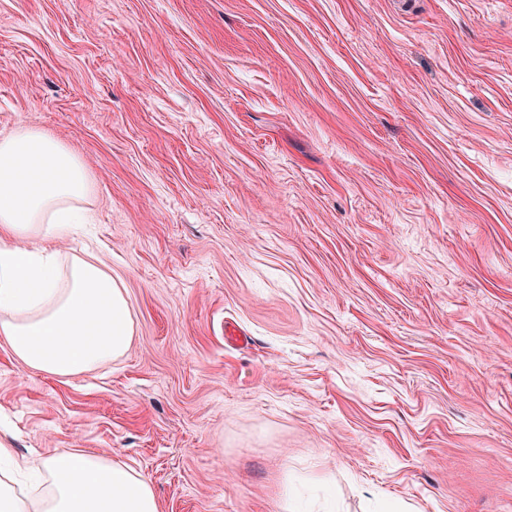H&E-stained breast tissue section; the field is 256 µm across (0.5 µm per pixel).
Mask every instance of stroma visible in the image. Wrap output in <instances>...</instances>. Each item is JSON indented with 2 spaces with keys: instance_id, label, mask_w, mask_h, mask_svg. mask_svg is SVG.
<instances>
[{
  "instance_id": "1",
  "label": "stroma",
  "mask_w": 512,
  "mask_h": 512,
  "mask_svg": "<svg viewBox=\"0 0 512 512\" xmlns=\"http://www.w3.org/2000/svg\"><path fill=\"white\" fill-rule=\"evenodd\" d=\"M17 125L92 172L62 248L136 329L69 379L0 344L18 455L162 512H512V0H0Z\"/></svg>"
}]
</instances>
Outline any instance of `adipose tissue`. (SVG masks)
Here are the masks:
<instances>
[{"label":"adipose tissue","instance_id":"adipose-tissue-1","mask_svg":"<svg viewBox=\"0 0 512 512\" xmlns=\"http://www.w3.org/2000/svg\"><path fill=\"white\" fill-rule=\"evenodd\" d=\"M92 177L45 131L0 135V341L25 367L60 379L122 358L134 319L127 290L92 247L67 255L90 223ZM0 512H161L132 465L87 452L16 458L0 442Z\"/></svg>","mask_w":512,"mask_h":512}]
</instances>
